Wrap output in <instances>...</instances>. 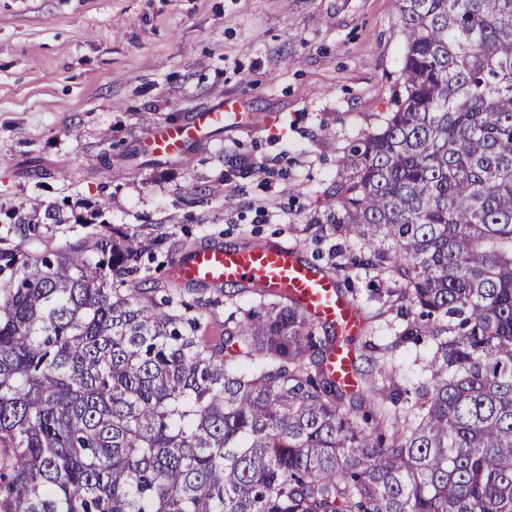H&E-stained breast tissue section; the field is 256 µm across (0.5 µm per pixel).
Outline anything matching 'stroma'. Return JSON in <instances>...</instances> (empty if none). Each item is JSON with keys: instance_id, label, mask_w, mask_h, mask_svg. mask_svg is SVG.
Returning <instances> with one entry per match:
<instances>
[{"instance_id": "35a3bbf8", "label": "stroma", "mask_w": 512, "mask_h": 512, "mask_svg": "<svg viewBox=\"0 0 512 512\" xmlns=\"http://www.w3.org/2000/svg\"><path fill=\"white\" fill-rule=\"evenodd\" d=\"M403 56L395 0H0V213L62 206V237L92 230L71 222L76 200L100 205L98 224L161 238L145 264L168 288L167 256L204 242L284 241L330 270L336 240L311 223L344 147L382 125ZM227 99L240 109L222 129L151 154V126ZM375 276H339L373 329L349 346L387 345L400 322L370 300ZM185 297L212 336L255 303Z\"/></svg>"}]
</instances>
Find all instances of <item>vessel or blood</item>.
I'll use <instances>...</instances> for the list:
<instances>
[{
  "label": "vessel or blood",
  "mask_w": 512,
  "mask_h": 512,
  "mask_svg": "<svg viewBox=\"0 0 512 512\" xmlns=\"http://www.w3.org/2000/svg\"><path fill=\"white\" fill-rule=\"evenodd\" d=\"M224 106L196 113L185 123L152 126L146 142L158 156L178 152L186 143L208 137L224 124ZM175 285L224 287L244 285L293 298L313 318L330 322L344 335H358L359 310L346 303L335 277L306 262L299 252L285 242L258 247L224 248L199 246L180 256L171 269Z\"/></svg>",
  "instance_id": "b4317fda"
}]
</instances>
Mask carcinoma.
Listing matches in <instances>:
<instances>
[{
	"label": "carcinoma",
	"instance_id": "obj_1",
	"mask_svg": "<svg viewBox=\"0 0 512 512\" xmlns=\"http://www.w3.org/2000/svg\"><path fill=\"white\" fill-rule=\"evenodd\" d=\"M403 83L316 220L405 310L363 346L285 296L207 343L111 224L0 234V512H512V0H396ZM426 346L417 386L389 352Z\"/></svg>",
	"mask_w": 512,
	"mask_h": 512
}]
</instances>
